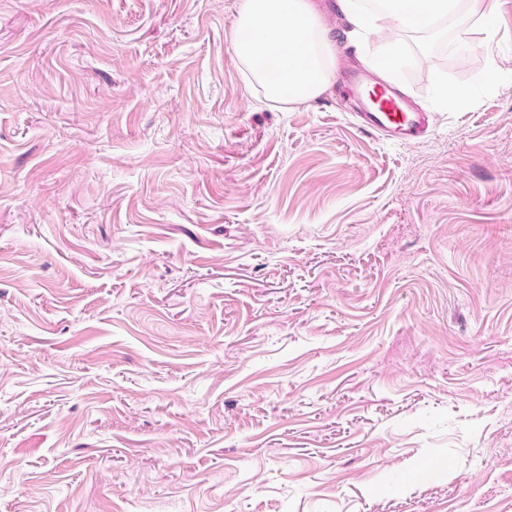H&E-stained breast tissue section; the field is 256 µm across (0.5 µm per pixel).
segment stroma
<instances>
[{"label":"stroma","mask_w":512,"mask_h":512,"mask_svg":"<svg viewBox=\"0 0 512 512\" xmlns=\"http://www.w3.org/2000/svg\"><path fill=\"white\" fill-rule=\"evenodd\" d=\"M315 2L284 110L236 0H0V512H512V0L457 63L398 34L406 144ZM235 28L245 82L259 86L272 104L307 103L328 87L331 42L309 0H239ZM242 32L252 36L245 39ZM346 82L354 87L353 95L360 110L357 116L363 129L379 132L400 143H408L426 133L430 122L428 113L416 110L392 86L359 70L349 72ZM372 92L376 101L371 98ZM436 90L440 97L451 101L460 108L468 106L472 101L471 92L468 88L449 85L441 79L436 81Z\"/></svg>","instance_id":"1"}]
</instances>
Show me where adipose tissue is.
Returning a JSON list of instances; mask_svg holds the SVG:
<instances>
[{
    "label": "adipose tissue",
    "mask_w": 512,
    "mask_h": 512,
    "mask_svg": "<svg viewBox=\"0 0 512 512\" xmlns=\"http://www.w3.org/2000/svg\"><path fill=\"white\" fill-rule=\"evenodd\" d=\"M406 0H341L340 7L362 39H383L387 31L408 30L440 36V21L468 31L473 22L489 24L497 0H417L408 13ZM235 53L248 86L260 87L275 105L303 104L329 85L331 42L310 0H238Z\"/></svg>",
    "instance_id": "obj_1"
}]
</instances>
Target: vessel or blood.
<instances>
[{"label": "vessel or blood", "instance_id": "obj_1", "mask_svg": "<svg viewBox=\"0 0 512 512\" xmlns=\"http://www.w3.org/2000/svg\"><path fill=\"white\" fill-rule=\"evenodd\" d=\"M346 80L354 88L363 129L379 132L400 143L426 133L430 122L428 113L416 110L392 86L359 70L349 72Z\"/></svg>", "mask_w": 512, "mask_h": 512}]
</instances>
